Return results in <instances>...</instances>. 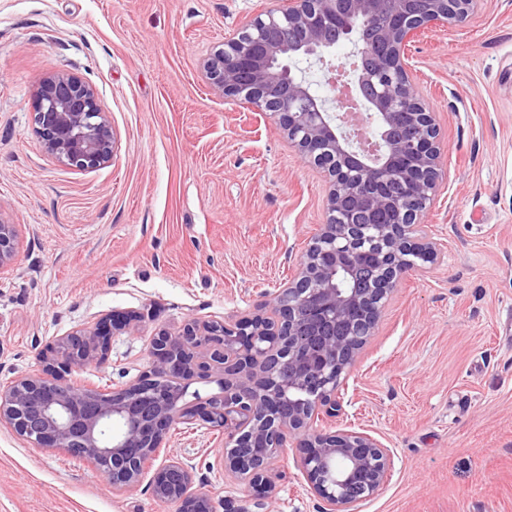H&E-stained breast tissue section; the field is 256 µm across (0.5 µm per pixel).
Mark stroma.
Listing matches in <instances>:
<instances>
[{"mask_svg":"<svg viewBox=\"0 0 512 512\" xmlns=\"http://www.w3.org/2000/svg\"><path fill=\"white\" fill-rule=\"evenodd\" d=\"M277 0H0V384L40 372L56 337L142 313L107 361L72 382L111 392L151 367L160 329L229 322L293 274L325 218V183L279 125L216 98L201 58ZM411 76L441 131L443 180L423 218L440 259L388 299L341 408L323 430L366 432L394 454L360 512H512V0L463 29L422 33ZM91 83L110 162L79 170L33 132L39 80ZM290 447L273 512H318ZM193 469L213 512H251L224 472V435L175 425L148 471ZM146 483L124 493L94 463L0 425V512H177ZM17 231L14 224L0 217V271L12 265L16 257Z\"/></svg>","mask_w":512,"mask_h":512,"instance_id":"obj_1","label":"stroma"}]
</instances>
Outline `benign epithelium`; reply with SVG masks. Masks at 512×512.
I'll use <instances>...</instances> for the list:
<instances>
[{
  "instance_id": "benign-epithelium-1",
  "label": "benign epithelium",
  "mask_w": 512,
  "mask_h": 512,
  "mask_svg": "<svg viewBox=\"0 0 512 512\" xmlns=\"http://www.w3.org/2000/svg\"><path fill=\"white\" fill-rule=\"evenodd\" d=\"M253 15L200 62L213 95L245 99L278 123L303 163L327 180L325 220L288 282L230 323L191 320L154 336L147 374L102 395L68 376L107 359L111 336L139 316L103 318L56 338L41 353L42 373L0 387V424L37 448L93 460L121 491L138 486L145 463L170 429L200 421L224 432V472L247 484L255 507L275 498L272 461L288 440L321 512H357L379 493L392 452L367 433L315 428L336 416L342 374L350 372L378 326L388 297L412 272L408 252L431 262L438 243L419 235L439 187L440 129L409 78L408 49L429 28L464 27L481 0H286ZM368 23L371 35L352 32ZM354 43L366 66H352L333 98L311 91L288 60L301 52L325 60L338 43ZM373 124L366 147L342 115L346 96ZM44 151L78 169L110 161L115 140L95 88L58 72L33 100ZM17 231L0 218V271L16 257ZM215 375L218 391L189 392ZM153 495L179 512H212L179 462L157 469Z\"/></svg>"
}]
</instances>
